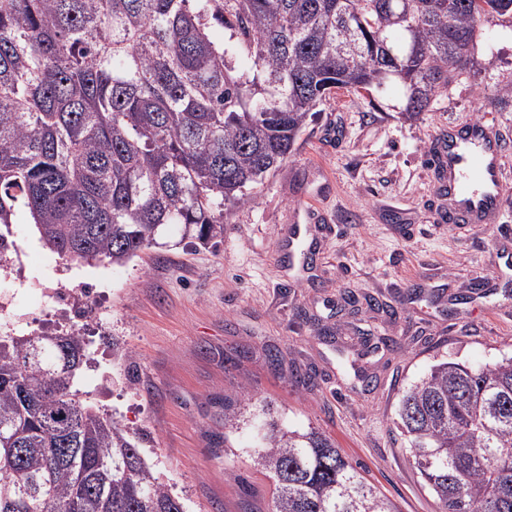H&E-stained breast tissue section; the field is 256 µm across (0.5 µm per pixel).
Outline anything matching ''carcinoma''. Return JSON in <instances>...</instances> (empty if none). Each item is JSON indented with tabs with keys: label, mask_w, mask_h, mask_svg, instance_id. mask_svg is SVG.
<instances>
[{
	"label": "carcinoma",
	"mask_w": 512,
	"mask_h": 512,
	"mask_svg": "<svg viewBox=\"0 0 512 512\" xmlns=\"http://www.w3.org/2000/svg\"><path fill=\"white\" fill-rule=\"evenodd\" d=\"M505 23L512 0H0V254L21 209L69 260L122 264L173 225L216 242L333 91L398 82L424 112ZM491 103L512 110V78ZM86 358L74 332L0 334V512H185L77 388ZM243 403L224 452L271 480L268 512H400L330 437ZM253 421L254 446H233ZM395 424L438 512H512V356L437 361Z\"/></svg>",
	"instance_id": "obj_1"
}]
</instances>
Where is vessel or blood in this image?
Segmentation results:
<instances>
[{"instance_id":"obj_1","label":"vessel or blood","mask_w":512,"mask_h":512,"mask_svg":"<svg viewBox=\"0 0 512 512\" xmlns=\"http://www.w3.org/2000/svg\"><path fill=\"white\" fill-rule=\"evenodd\" d=\"M431 160L442 173L440 187L448 195L443 222L482 224L504 215L512 192V169L495 121L471 119L450 126L437 137ZM312 211L307 201L295 209L296 223L286 246L290 263H303L316 249L309 225Z\"/></svg>"}]
</instances>
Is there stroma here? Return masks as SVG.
I'll list each match as a JSON object with an SVG mask.
<instances>
[{"label": "stroma", "mask_w": 512, "mask_h": 512, "mask_svg": "<svg viewBox=\"0 0 512 512\" xmlns=\"http://www.w3.org/2000/svg\"><path fill=\"white\" fill-rule=\"evenodd\" d=\"M479 60L481 82H461L413 116L396 83L337 91L288 163L227 215L215 245L169 230L126 264H67L18 213L22 267L5 286L13 328L41 331L54 315L44 291L60 282L109 314L112 333L77 384L142 434L145 459L187 512H266L270 479L224 454V401L246 394L271 401L291 428L335 438L401 512H436L393 425L399 398L435 361L512 355V249L495 252L512 199L504 219L442 224L448 201L425 160L432 138L469 118L497 120L512 145V112L483 98L512 72V30L484 31ZM309 198L324 238L315 263L293 271L281 246ZM272 349L282 354L275 365ZM297 371L311 388L293 382Z\"/></svg>", "instance_id": "35a3bbf8"}]
</instances>
